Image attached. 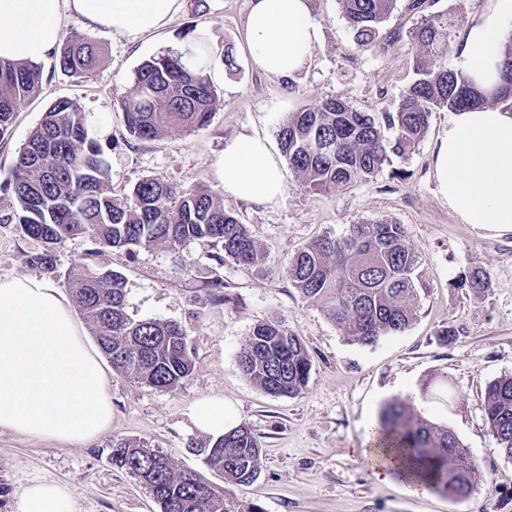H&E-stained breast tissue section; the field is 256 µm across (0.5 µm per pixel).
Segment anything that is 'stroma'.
Returning a JSON list of instances; mask_svg holds the SVG:
<instances>
[{
    "instance_id": "1",
    "label": "stroma",
    "mask_w": 512,
    "mask_h": 512,
    "mask_svg": "<svg viewBox=\"0 0 512 512\" xmlns=\"http://www.w3.org/2000/svg\"><path fill=\"white\" fill-rule=\"evenodd\" d=\"M180 12L155 34L131 37L88 29L77 18L64 22L63 36L90 35L103 60L88 78L60 69L55 56L42 63L43 84L19 110L0 139V182L45 109L61 98L105 123L98 140L115 193L145 177H160L183 189H220L214 163L227 141L258 133L279 152L278 126L287 113L339 98L361 112L394 111L414 79L413 59L422 49L410 38L421 17L445 12L457 18L453 43L485 0H396L380 38L357 49L341 0H309L323 36L305 71L291 83L267 77L246 51L244 20L249 0H181ZM204 31L212 71L221 75L219 102L208 126L171 130L151 140L126 130L121 101L145 60L174 50ZM231 48L237 62L226 72L221 60ZM453 115L434 112L424 139L407 157L392 158L376 178L330 193L310 192L302 177L284 169L286 189L273 204L225 197L224 207L246 224L262 259L245 266L213 260L208 243L172 249L164 245L133 252L99 253L86 236L69 239L55 252L57 270L33 264L40 240L17 225L0 224V276H49L66 289L69 276L102 266L123 274L129 314L173 320L189 334L195 368L183 384L165 392L109 373L112 425L86 446L0 430V479L9 487L7 512L35 482H60L76 512H159L146 487L112 462L120 439H135L170 456L179 466L205 472L214 436L196 430L193 403L224 399V411L244 423L262 446L257 480L231 490L234 500L260 512H512V458L496 448L484 415V389L512 375V233L497 234L460 223L437 191L432 149ZM388 219L402 224L407 244L422 259L424 290L415 319L403 332L363 346L349 340L319 307L306 303L288 279L296 252L326 232ZM481 268L488 288L479 294L453 288L471 267ZM283 318L305 342L312 362L309 386L292 398L265 394L240 372L237 359L251 327ZM455 333L446 340L444 330ZM446 392H438L439 384ZM393 401L448 427L478 462L471 493L450 498L432 491L404 492L376 483L366 455L369 424Z\"/></svg>"
}]
</instances>
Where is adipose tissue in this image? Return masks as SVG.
Returning a JSON list of instances; mask_svg holds the SVG:
<instances>
[{"instance_id": "1", "label": "adipose tissue", "mask_w": 512, "mask_h": 512, "mask_svg": "<svg viewBox=\"0 0 512 512\" xmlns=\"http://www.w3.org/2000/svg\"><path fill=\"white\" fill-rule=\"evenodd\" d=\"M180 0H0V58L38 63L58 45L63 21L137 36L166 27ZM512 0H488L469 20L456 68L483 91L500 82ZM248 52L269 77L291 81L306 67L322 31L308 0H250ZM441 197L458 221L512 233V112L492 105L456 112L433 153ZM226 195L275 203L284 177L266 138L238 135L216 164ZM112 424L105 367L73 308L48 279L0 276V429L84 444ZM19 512H73L67 486L26 487Z\"/></svg>"}]
</instances>
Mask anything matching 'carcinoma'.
<instances>
[{
    "label": "carcinoma",
    "mask_w": 512,
    "mask_h": 512,
    "mask_svg": "<svg viewBox=\"0 0 512 512\" xmlns=\"http://www.w3.org/2000/svg\"><path fill=\"white\" fill-rule=\"evenodd\" d=\"M356 48L374 43L396 0H341ZM448 13L431 14L412 32L426 48L413 60L416 79L393 112L375 117L338 98L316 108L289 113L278 140L288 165L313 193L347 189L374 179L393 156L414 152L437 110L457 112L485 101L470 81L448 68L451 30ZM100 60L97 43L72 37L60 49V68L76 77L92 73ZM503 84L492 101L512 107V31L504 35ZM39 64L0 59V138L11 129L21 106L39 94ZM218 99L206 66H188L182 54L168 52L145 60L135 72L134 88L122 101L126 129L137 139H153L172 129L207 126ZM0 222L41 240L45 251L32 262L54 269V250L76 235L107 249L178 248L203 241L251 265L259 247L247 225L224 209V195L208 186L180 191L159 177H145L120 199L112 194L102 148L90 133L83 110L73 101H55L31 131L9 177L0 184ZM421 257L405 242L403 226L378 219L351 224L342 236L324 234L291 260L288 279L311 305L352 341L365 346L405 330L420 303ZM453 287L480 293L485 274L474 268ZM82 317L112 367L140 386L173 391L188 378L195 362L187 330L174 321L137 319L125 303V281L110 269L89 271L70 281ZM241 373L273 397L307 390L311 361L302 339L285 319L254 324L239 355ZM485 416L497 448L512 458V375L485 387ZM377 456L397 455L409 484L450 498L472 490L477 462L447 428L410 412L402 403L384 409ZM112 460L139 479L160 512H237L226 491L204 475L181 469L169 456L122 440ZM206 466L230 485L253 481L261 466V445L251 429L236 426L216 437Z\"/></svg>",
    "instance_id": "obj_1"
}]
</instances>
